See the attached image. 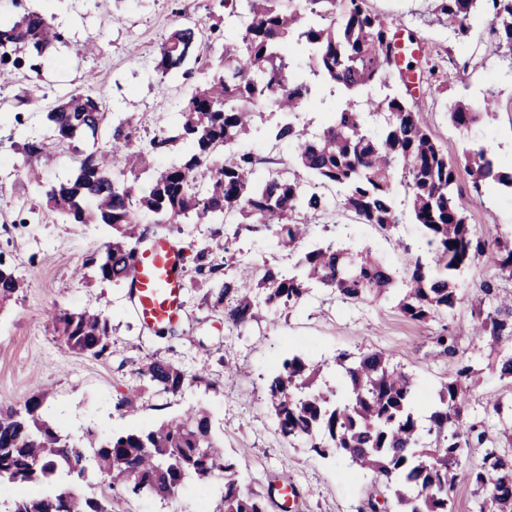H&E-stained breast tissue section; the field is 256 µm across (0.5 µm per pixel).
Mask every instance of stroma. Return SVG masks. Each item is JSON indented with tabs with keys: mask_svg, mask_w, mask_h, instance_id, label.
<instances>
[{
	"mask_svg": "<svg viewBox=\"0 0 512 512\" xmlns=\"http://www.w3.org/2000/svg\"><path fill=\"white\" fill-rule=\"evenodd\" d=\"M370 11L413 32L427 53L449 55L452 63L428 88L422 118L450 157H462L474 146L488 148L503 168L512 167V59L504 56L490 20L474 25L467 38L449 36L437 22L431 0H367ZM27 8L53 16L62 39L44 61L39 76L17 72L0 82V260L14 267L24 286L0 305V406L19 407L33 394L48 391L40 413L60 431L75 436L86 430L105 435L116 429H144L204 406L212 429L224 442V453L238 467L241 488L261 493L267 512H279L275 486L293 483L298 492L294 512H370L384 489L371 474L336 456L321 458L306 444L288 443L275 430L266 405L273 374L288 357L298 355L324 365L322 378L336 381L339 352L382 350L394 366L411 373L418 386L415 407L426 415L441 383L456 365L436 343L443 326H451L460 348L478 371L473 408L477 418L497 428L487 402L512 401V382L502 379L485 343L475 339L474 312L484 294L483 283H498L512 293V281H499L496 270L482 262L464 269L457 281L461 300L449 322L427 324L406 319L398 293L375 302L345 303L324 288L312 289L298 309L261 311L256 321L236 330L224 322L209 294L206 275L197 272L196 257L211 246L208 224H172L160 238L177 245L183 255L185 308L171 333L159 336L132 312L128 290L99 282L86 261L101 252L111 237L102 224H66L42 212L34 185L19 172L16 148L32 136L49 133L48 106L76 90L90 91L109 111L131 117L142 139L178 119L177 101L187 84L163 79L156 61L164 39L183 21L208 31L211 0H25ZM33 87L36 105H19L21 88ZM493 96L496 108L469 130L455 129L446 106L461 100L471 106ZM468 222L479 236L512 243V191L489 189L474 195L468 175L458 181ZM394 191L399 213L395 234L362 224L330 198L328 226H314L309 243L336 242L351 251L368 249L397 280H404L414 254L426 251L423 231L415 223L402 181ZM39 209L32 219L31 209ZM238 274L254 277L257 264L279 260L285 253L269 234L236 232L226 225ZM98 308L112 327V352L93 358L68 350L51 320L53 312ZM179 365L188 380L181 394L147 391L135 414L113 408L119 392L139 385L138 369L148 358ZM222 479L190 483L173 498H132L114 512H215Z\"/></svg>",
	"mask_w": 512,
	"mask_h": 512,
	"instance_id": "35a3bbf8",
	"label": "stroma"
}]
</instances>
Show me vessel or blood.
<instances>
[{
    "label": "vessel or blood",
    "mask_w": 512,
    "mask_h": 512,
    "mask_svg": "<svg viewBox=\"0 0 512 512\" xmlns=\"http://www.w3.org/2000/svg\"><path fill=\"white\" fill-rule=\"evenodd\" d=\"M183 258L171 241L158 239L137 252L129 285L132 307L146 327L177 324L184 311Z\"/></svg>",
    "instance_id": "1"
}]
</instances>
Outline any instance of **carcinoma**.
<instances>
[{
    "label": "carcinoma",
    "instance_id": "cac0c4a2",
    "mask_svg": "<svg viewBox=\"0 0 512 512\" xmlns=\"http://www.w3.org/2000/svg\"><path fill=\"white\" fill-rule=\"evenodd\" d=\"M432 13L467 35L473 22L491 13L493 32L512 61V0H431ZM224 26L210 27L202 46L195 27L177 25L161 47L157 70L188 80L210 72L178 105L180 120L161 126L146 145L128 117L112 116L106 129L103 103L87 92L58 100L45 113L51 137L60 143L85 140L73 175L44 187L45 207L67 224H105L111 239L88 259L101 282L122 286L148 234L168 224H225L236 231L274 234L292 264L268 261L255 278L233 272L235 254L224 247V262L200 251L197 270L213 282V306L224 322L241 329L261 309L292 310L315 285L343 301L373 302L395 283L392 271L370 252L351 257L345 248L317 245L297 254L310 232L328 214L324 190H336L341 207L363 224L390 232L399 223L393 197L395 174L410 193L411 211L427 236L432 257L411 262L398 307L410 321L425 323L447 316L459 301L457 275L482 260L512 278V246L478 237L467 224L457 194L459 164L448 157L420 116L419 101L396 72L394 25L367 9V0H213ZM61 33L39 12L0 23V77L27 67L39 72L42 58ZM10 59H5V56ZM341 107L312 132L297 114L316 100ZM453 103L448 120L467 129L493 112ZM280 115L261 129L260 108ZM383 116L378 132L367 118ZM272 145L295 153L298 169H269L244 145L252 131ZM181 144L173 157L138 194L140 174L160 152ZM20 167L39 181L46 142L29 139ZM464 169L476 193L512 189V170L501 168L483 146L465 152ZM22 288L14 269L0 262V302ZM487 305L477 312V334L498 354L500 377L512 380V298L503 301L486 282ZM64 346L102 358L111 354L112 328L101 311L84 309L53 316ZM442 351L457 358L454 373L437 391L426 418L414 410L416 384L394 368L379 350L336 357V386L318 383L321 369L299 356L286 359L272 377L268 410L288 443L303 441L319 456L338 454L389 488L394 512H455L454 491L465 450L483 448L482 461L466 471L476 512H512V403L489 407L502 424L492 433L471 417V366L448 331L436 337ZM143 385L120 393L122 413L137 409L144 386L175 396L187 375L178 365L146 361ZM47 393L31 396L24 408L0 409V481L37 484L36 494L20 492L4 512H112V501L126 495L168 499L189 480L224 478L215 512H266L265 498L243 492L236 464L212 431L209 411L198 407L151 429L115 430L100 440L63 434L42 419ZM101 477L108 493L89 498L63 486L74 469Z\"/></svg>",
    "mask_w": 512,
    "mask_h": 512
}]
</instances>
